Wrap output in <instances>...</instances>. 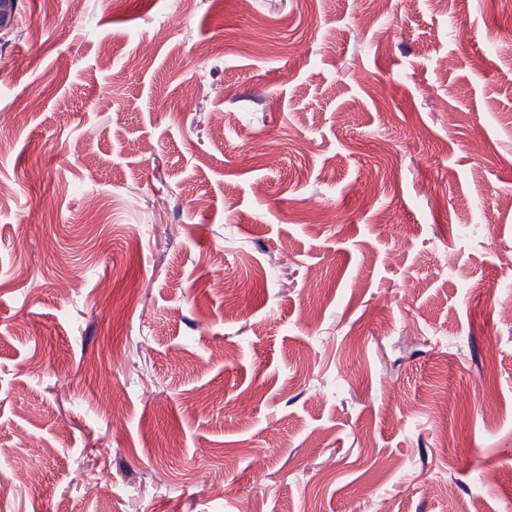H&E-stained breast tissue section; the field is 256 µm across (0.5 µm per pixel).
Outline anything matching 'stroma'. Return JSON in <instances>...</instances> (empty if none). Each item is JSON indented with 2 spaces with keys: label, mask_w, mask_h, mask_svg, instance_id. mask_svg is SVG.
<instances>
[{
  "label": "stroma",
  "mask_w": 512,
  "mask_h": 512,
  "mask_svg": "<svg viewBox=\"0 0 512 512\" xmlns=\"http://www.w3.org/2000/svg\"><path fill=\"white\" fill-rule=\"evenodd\" d=\"M0 186V512H512V0H19Z\"/></svg>",
  "instance_id": "1"
}]
</instances>
